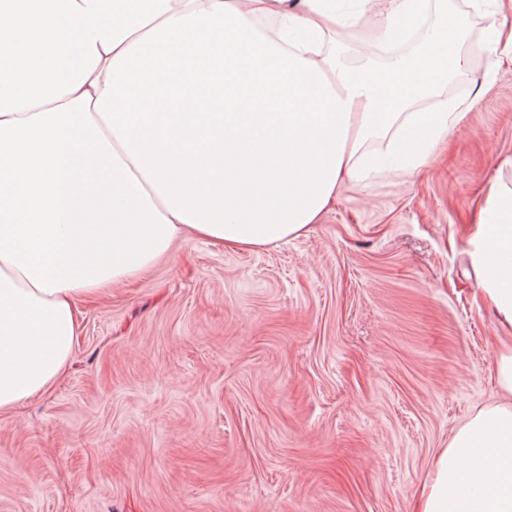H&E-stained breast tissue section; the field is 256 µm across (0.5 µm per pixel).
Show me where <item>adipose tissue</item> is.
Segmentation results:
<instances>
[{"label":"adipose tissue","instance_id":"1","mask_svg":"<svg viewBox=\"0 0 512 512\" xmlns=\"http://www.w3.org/2000/svg\"><path fill=\"white\" fill-rule=\"evenodd\" d=\"M355 2L344 20L327 0H0V411L64 375L77 298L188 235L299 237L387 158L427 164L464 115L413 105L465 66L462 29L448 0ZM415 23L419 51L384 67L336 52ZM469 244L512 326V189L490 184ZM496 377L504 402L454 433L417 512H512V347Z\"/></svg>","mask_w":512,"mask_h":512}]
</instances>
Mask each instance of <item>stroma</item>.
Here are the masks:
<instances>
[{
	"label": "stroma",
	"mask_w": 512,
	"mask_h": 512,
	"mask_svg": "<svg viewBox=\"0 0 512 512\" xmlns=\"http://www.w3.org/2000/svg\"><path fill=\"white\" fill-rule=\"evenodd\" d=\"M440 92L466 116L426 167L345 183L288 242L184 238L79 298L64 377L0 413V512H413L512 343L467 262L486 187L512 185V57Z\"/></svg>",
	"instance_id": "35a3bbf8"
}]
</instances>
